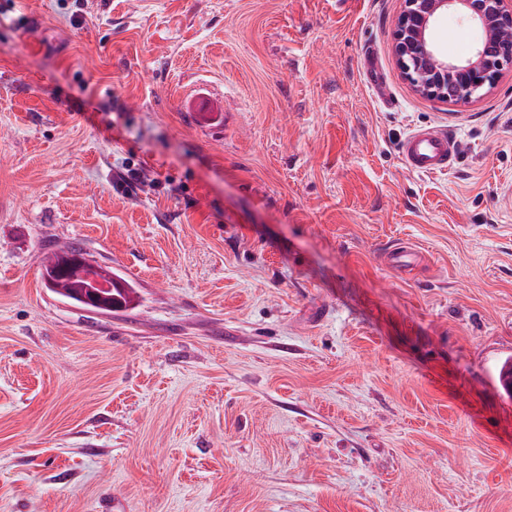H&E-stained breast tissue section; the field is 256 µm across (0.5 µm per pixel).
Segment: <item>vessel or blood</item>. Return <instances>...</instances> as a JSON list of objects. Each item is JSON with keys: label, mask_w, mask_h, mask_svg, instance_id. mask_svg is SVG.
Instances as JSON below:
<instances>
[{"label": "vessel or blood", "mask_w": 512, "mask_h": 512, "mask_svg": "<svg viewBox=\"0 0 512 512\" xmlns=\"http://www.w3.org/2000/svg\"><path fill=\"white\" fill-rule=\"evenodd\" d=\"M403 165L412 172L436 174L450 169L457 158L455 139L438 125L421 127L399 143Z\"/></svg>", "instance_id": "b4317fda"}]
</instances>
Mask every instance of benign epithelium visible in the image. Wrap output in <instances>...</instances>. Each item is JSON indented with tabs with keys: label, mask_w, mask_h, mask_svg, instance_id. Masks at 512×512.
<instances>
[{
	"label": "benign epithelium",
	"mask_w": 512,
	"mask_h": 512,
	"mask_svg": "<svg viewBox=\"0 0 512 512\" xmlns=\"http://www.w3.org/2000/svg\"><path fill=\"white\" fill-rule=\"evenodd\" d=\"M459 11L482 33L476 52L448 59L438 50L434 29L441 15ZM392 51L404 78L415 92L454 104H467L494 88L505 68L512 67V0H403L392 36ZM118 280L101 282L76 293L86 310H112Z\"/></svg>",
	"instance_id": "benign-epithelium-1"
}]
</instances>
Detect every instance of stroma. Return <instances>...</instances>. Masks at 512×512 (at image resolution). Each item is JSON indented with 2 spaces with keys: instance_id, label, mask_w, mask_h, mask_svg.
<instances>
[{
  "instance_id": "stroma-1",
  "label": "stroma",
  "mask_w": 512,
  "mask_h": 512,
  "mask_svg": "<svg viewBox=\"0 0 512 512\" xmlns=\"http://www.w3.org/2000/svg\"><path fill=\"white\" fill-rule=\"evenodd\" d=\"M401 7L0 0V512H512V69L416 94ZM64 243L133 305L46 288ZM399 156L411 172L436 174L450 169L457 158L455 139L438 125L421 127L399 143ZM112 288H127L123 283L114 279L110 283L101 282L92 288L74 293L86 305L85 309L91 312L101 310L112 311Z\"/></svg>"
}]
</instances>
